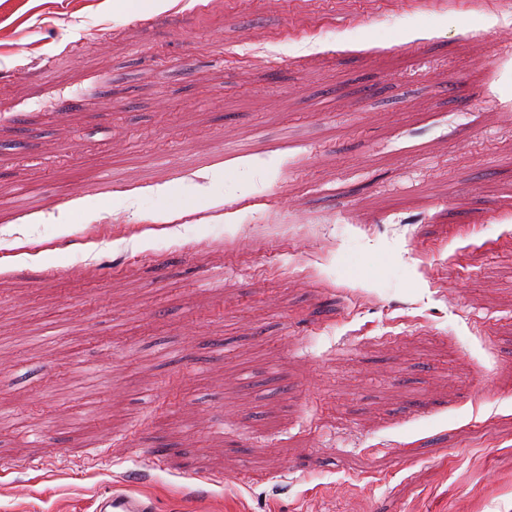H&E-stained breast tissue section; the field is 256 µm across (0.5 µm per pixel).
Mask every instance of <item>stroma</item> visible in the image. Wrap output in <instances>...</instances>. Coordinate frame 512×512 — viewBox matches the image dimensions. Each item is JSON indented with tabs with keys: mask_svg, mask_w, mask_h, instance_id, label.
<instances>
[{
	"mask_svg": "<svg viewBox=\"0 0 512 512\" xmlns=\"http://www.w3.org/2000/svg\"><path fill=\"white\" fill-rule=\"evenodd\" d=\"M2 372L0 512H512V0H0ZM95 512H156V507L151 500L110 489L98 498Z\"/></svg>",
	"mask_w": 512,
	"mask_h": 512,
	"instance_id": "35a3bbf8",
	"label": "stroma"
}]
</instances>
